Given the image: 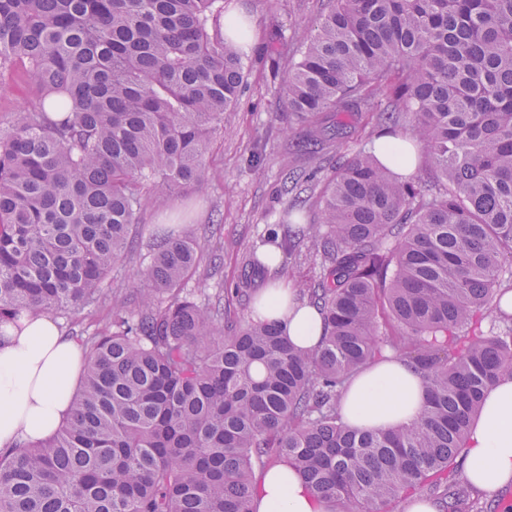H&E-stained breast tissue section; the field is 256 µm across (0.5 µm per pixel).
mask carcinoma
Here are the masks:
<instances>
[{
    "label": "carcinoma",
    "instance_id": "1",
    "mask_svg": "<svg viewBox=\"0 0 512 512\" xmlns=\"http://www.w3.org/2000/svg\"><path fill=\"white\" fill-rule=\"evenodd\" d=\"M245 38L224 0H0V88L21 68L35 89L0 130V322L97 301L144 195L202 188ZM280 99L315 153L346 116L331 136L351 156L308 228L318 347L253 309L222 325L224 295L188 288L195 239L164 241L136 309L85 341L69 420L0 451V512H254L272 462L332 512L426 494L458 512L468 431L512 376V0H336ZM383 137L421 147L431 180L393 175ZM388 348L426 403L409 426L353 429L345 384Z\"/></svg>",
    "mask_w": 512,
    "mask_h": 512
}]
</instances>
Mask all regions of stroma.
I'll list each match as a JSON object with an SVG mask.
<instances>
[{
  "instance_id": "1",
  "label": "stroma",
  "mask_w": 512,
  "mask_h": 512,
  "mask_svg": "<svg viewBox=\"0 0 512 512\" xmlns=\"http://www.w3.org/2000/svg\"><path fill=\"white\" fill-rule=\"evenodd\" d=\"M225 9L241 8L252 17L246 53L247 76L234 111L225 113L224 130L211 142L206 156V187L175 193L164 202L145 207L141 222L131 230L129 250L103 282L104 291L135 294L144 287L158 228L173 236H192L202 261L196 278L212 288L234 287L245 269L246 251L259 245L268 227L280 223L290 196L284 189L289 170L320 167L329 176L331 165L298 152L294 143L301 126L290 124L278 90L299 58V39L327 11L328 0H224ZM282 36V54L270 60L265 47L271 31ZM54 319L67 336H89L112 323L107 298Z\"/></svg>"
}]
</instances>
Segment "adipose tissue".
Here are the masks:
<instances>
[{
  "label": "adipose tissue",
  "mask_w": 512,
  "mask_h": 512,
  "mask_svg": "<svg viewBox=\"0 0 512 512\" xmlns=\"http://www.w3.org/2000/svg\"><path fill=\"white\" fill-rule=\"evenodd\" d=\"M257 308L282 320L291 343L314 349L323 334L318 311L297 304L292 286L274 283ZM85 357L45 312L25 311L0 323V448L52 436L68 419ZM425 384L398 358L370 364L350 382L341 401L344 422L357 429L403 426L418 416ZM464 473L477 488L512 484V378L490 387L467 436ZM255 512H329L302 477L278 463L255 477Z\"/></svg>",
  "instance_id": "ef3b65f1"
}]
</instances>
